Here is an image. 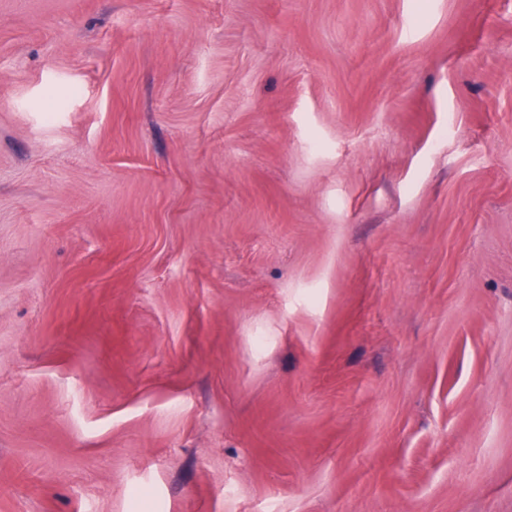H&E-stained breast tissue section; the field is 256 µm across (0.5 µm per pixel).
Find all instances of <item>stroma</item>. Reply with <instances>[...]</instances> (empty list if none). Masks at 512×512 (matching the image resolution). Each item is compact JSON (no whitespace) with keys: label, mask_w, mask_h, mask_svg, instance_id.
<instances>
[{"label":"stroma","mask_w":512,"mask_h":512,"mask_svg":"<svg viewBox=\"0 0 512 512\" xmlns=\"http://www.w3.org/2000/svg\"><path fill=\"white\" fill-rule=\"evenodd\" d=\"M0 512H512V0H0Z\"/></svg>","instance_id":"1"}]
</instances>
